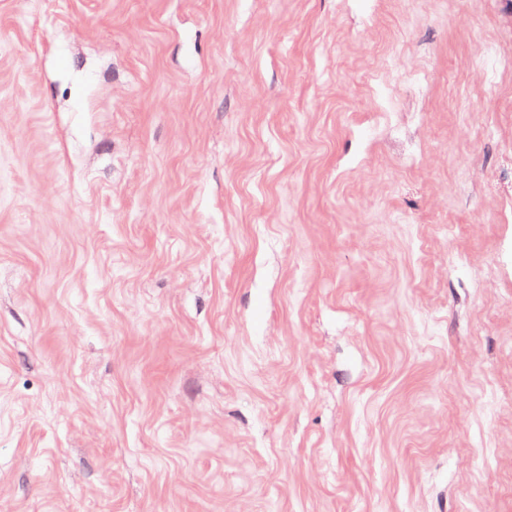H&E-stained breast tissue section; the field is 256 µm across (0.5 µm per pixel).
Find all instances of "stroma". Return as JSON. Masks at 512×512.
Returning a JSON list of instances; mask_svg holds the SVG:
<instances>
[{
  "mask_svg": "<svg viewBox=\"0 0 512 512\" xmlns=\"http://www.w3.org/2000/svg\"><path fill=\"white\" fill-rule=\"evenodd\" d=\"M0 512H512V0H0Z\"/></svg>",
  "mask_w": 512,
  "mask_h": 512,
  "instance_id": "1",
  "label": "stroma"
}]
</instances>
